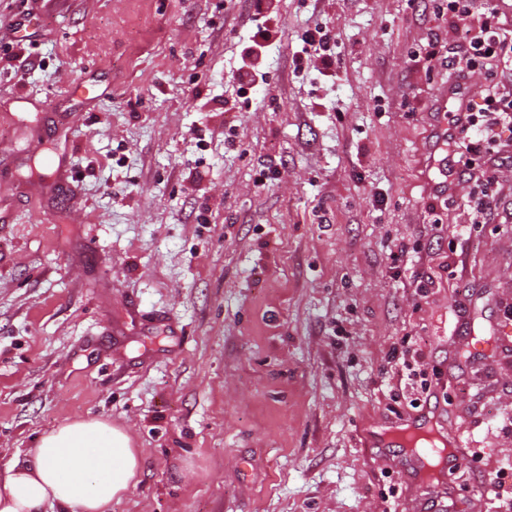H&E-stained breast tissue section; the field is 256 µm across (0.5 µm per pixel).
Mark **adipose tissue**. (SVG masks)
<instances>
[{
    "label": "adipose tissue",
    "instance_id": "adipose-tissue-1",
    "mask_svg": "<svg viewBox=\"0 0 512 512\" xmlns=\"http://www.w3.org/2000/svg\"><path fill=\"white\" fill-rule=\"evenodd\" d=\"M140 472L126 431L97 418L74 420L0 474V512H110Z\"/></svg>",
    "mask_w": 512,
    "mask_h": 512
}]
</instances>
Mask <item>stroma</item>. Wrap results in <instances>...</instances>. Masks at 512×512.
Listing matches in <instances>:
<instances>
[{"label":"stroma","mask_w":512,"mask_h":512,"mask_svg":"<svg viewBox=\"0 0 512 512\" xmlns=\"http://www.w3.org/2000/svg\"><path fill=\"white\" fill-rule=\"evenodd\" d=\"M263 10L249 56L250 0H0V473L95 417L141 450L112 512H432L365 448L425 379L483 451L447 512H486L512 353L470 338L512 312V142L475 223L462 166L433 162L442 0ZM317 26L324 76L295 61ZM58 147L63 183L38 167ZM303 56L298 57V61L305 60L307 65H311L319 70L331 71L336 69V45L334 37L330 31L315 27L313 31L307 30L302 37Z\"/></svg>","instance_id":"35a3bbf8"}]
</instances>
